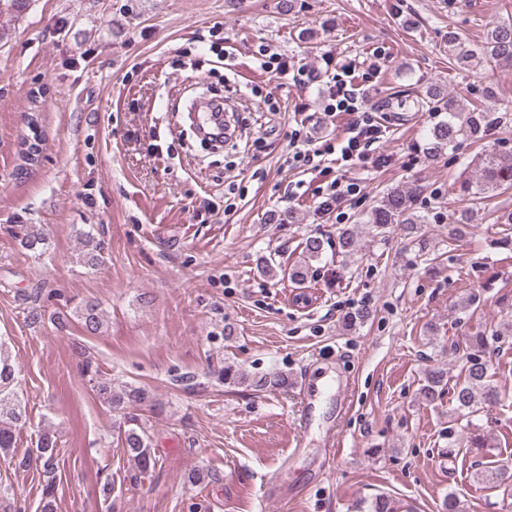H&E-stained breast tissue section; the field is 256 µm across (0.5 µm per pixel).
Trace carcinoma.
I'll return each instance as SVG.
<instances>
[{"instance_id":"1","label":"carcinoma","mask_w":512,"mask_h":512,"mask_svg":"<svg viewBox=\"0 0 512 512\" xmlns=\"http://www.w3.org/2000/svg\"><path fill=\"white\" fill-rule=\"evenodd\" d=\"M448 48L456 60L463 66L472 61L488 58L496 62H512V25L499 24L488 34L487 45L476 51L456 33H448ZM433 108L448 113V118L433 125L428 131L432 149L441 151L452 148L464 139H477L482 136L487 124V113L479 109L462 115L457 111L456 103L451 97L441 93L431 94ZM512 187V151L507 153L491 152L479 158V177L466 184L465 192L474 197L495 192L501 188ZM429 223V216L415 210L412 195L402 190L389 191L380 204L368 214L366 224L370 226L372 237L383 239L388 233L399 229L408 235H414L413 242L417 247V257L431 265L429 248L426 239L420 234L421 225ZM81 244L79 262L96 267L102 262L103 245L96 239L92 231L79 232ZM21 247L29 252H42L47 249L48 236L43 226L37 224L23 225L20 238ZM328 242L318 236H309L303 243V260L295 263L288 270L289 279L303 284L309 275L311 262L319 261L326 251ZM336 254L351 258L360 252V243L354 228H345L339 232L334 244ZM77 322L88 332L99 331L104 322V312L99 304L87 301L77 311ZM13 369L8 359L0 356V452L8 453L14 447V424L22 419V409L16 403L12 389ZM98 400L114 411L134 409L150 400L145 390L135 386H125L116 391L112 389V380L96 374L89 378ZM258 388L270 390L288 387V377L275 373L261 377L252 382ZM451 388V399L455 404L452 421L459 424L457 428L448 429V447L458 448L464 442L465 430L460 422L469 419L485 406L500 401L501 393L491 380L487 361L478 355L470 354L462 360L458 379L453 386H448V371L440 365L427 370L424 383L419 388V396L427 404L433 405L441 398L446 388ZM126 428L122 430L121 442L128 455L140 469L147 470L155 463L150 437L138 420L126 417ZM57 440L50 431H45L38 442L36 452L43 460L44 467L53 469L56 457ZM477 480L491 483L497 487L512 486V465L499 463L476 473ZM56 481L49 480L42 491L40 512H55Z\"/></svg>"}]
</instances>
